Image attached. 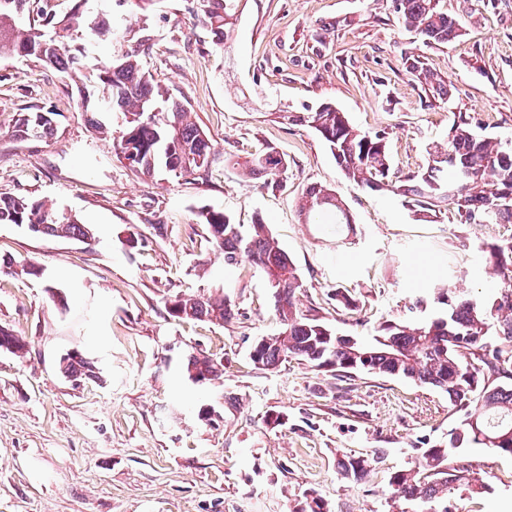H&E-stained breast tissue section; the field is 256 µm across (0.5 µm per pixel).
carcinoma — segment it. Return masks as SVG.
Wrapping results in <instances>:
<instances>
[{
	"instance_id": "1",
	"label": "carcinoma",
	"mask_w": 512,
	"mask_h": 512,
	"mask_svg": "<svg viewBox=\"0 0 512 512\" xmlns=\"http://www.w3.org/2000/svg\"><path fill=\"white\" fill-rule=\"evenodd\" d=\"M36 4L40 27L21 29L14 16L27 3ZM200 11L210 27L215 45L232 38L240 0H199ZM398 21L416 30L424 42H447L462 35V24L439 7V0H395ZM112 21L92 15L77 6L65 13L56 10L55 0H0V56L35 57L45 65L66 73L78 63L86 46L85 37H112ZM133 47L99 61L93 76L102 88L104 101L119 114L114 147L118 157L138 175L152 177L162 170L192 175L208 168L214 148L197 125L184 121L187 102L177 100L161 81L142 70ZM407 70L424 80L432 93L448 99V85L420 69L415 62ZM44 112H23L12 135L30 139L36 121L40 137L53 134V120ZM278 117L312 128L329 148L345 177L358 187L388 190L403 196L427 215L441 208L452 210L460 220L478 224L492 215L496 224H512V146L492 142L475 130L473 118L458 115L451 135L427 151L420 170L403 179H392V160L385 136L358 131L347 113L331 104L312 112L278 113ZM249 172L277 183L287 160L273 147L256 153L245 162ZM464 171L467 181L453 196L446 186ZM300 213L314 224H349L350 215L336 192L327 187H311L302 197ZM207 224L213 245L224 252V264L234 267L249 262L265 274L273 291L274 310L281 324L276 336L259 340L255 366L274 370L288 358H299L317 368L341 373L366 371L402 377L431 385L448 394L451 404L465 411L460 427L451 433L449 445L422 449L415 465L391 477L394 494L406 502H418L421 512H435L433 504L465 479L463 470L448 464L449 449L478 445L494 454H512V384L493 388L480 386L479 375L489 371L509 379L512 371V289L500 293L491 309L472 299L451 306L436 319L414 327L385 324L370 339L335 333L317 319L301 315L296 308L300 277L288 254L272 236L268 225L247 228L231 223L222 210L199 212ZM0 224H18L49 236H65L83 241L94 237L93 229L72 213L59 211L43 201L0 196ZM499 267L512 270V243L493 248ZM170 314L182 320L222 324L234 315L231 300L203 299L174 295L166 299ZM496 319V325L490 320ZM495 332H490V329ZM25 344L0 328V349L22 352ZM477 349V362L464 359L463 350ZM60 371L74 379L91 377L86 362L73 357L60 361ZM188 380L204 383L221 378L223 361L204 352L190 354L184 363ZM383 462L378 449L366 459L340 462L343 478L357 482L371 468Z\"/></svg>"
}]
</instances>
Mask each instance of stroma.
Here are the masks:
<instances>
[{
    "label": "stroma",
    "instance_id": "stroma-1",
    "mask_svg": "<svg viewBox=\"0 0 512 512\" xmlns=\"http://www.w3.org/2000/svg\"><path fill=\"white\" fill-rule=\"evenodd\" d=\"M111 16L114 38L94 43L75 70L35 58H0V196L45 200L91 225L82 242L0 224V327L27 345L0 351V512H300L310 495L328 512H413L390 479L419 449L447 444L462 418L440 389L395 376L333 371L289 359L261 370L252 346L280 323L261 270L224 264L198 212L235 224L264 222L301 278L299 308L343 335L445 314L435 285L489 306L505 283L490 250L512 241V224H462L450 211L416 220L388 191L350 183L308 126L280 120L330 103L359 130L386 137L399 175L418 170L453 116L483 135L512 141V0H440L461 37L425 43L399 24L394 0H242L231 42L217 48L198 0H56ZM141 45L143 69L190 104L209 136L208 170L134 175L113 139L91 129L98 60ZM419 60L444 79L448 97L426 93L406 70ZM51 112L52 136L19 141L21 112ZM284 154L279 185L245 174L261 148ZM335 190L352 223L331 232L305 223L310 187ZM137 244H128L129 235ZM37 275L22 274L26 265ZM347 289L357 308L336 301ZM67 299L59 307L52 298ZM223 295V324L168 315L167 297ZM202 351L224 360L215 383L194 384L181 359ZM92 368L74 381L64 356ZM281 414L279 427L267 424ZM387 457L356 483L339 460ZM454 464L466 481L450 512H512V456L470 446Z\"/></svg>",
    "mask_w": 512,
    "mask_h": 512
}]
</instances>
